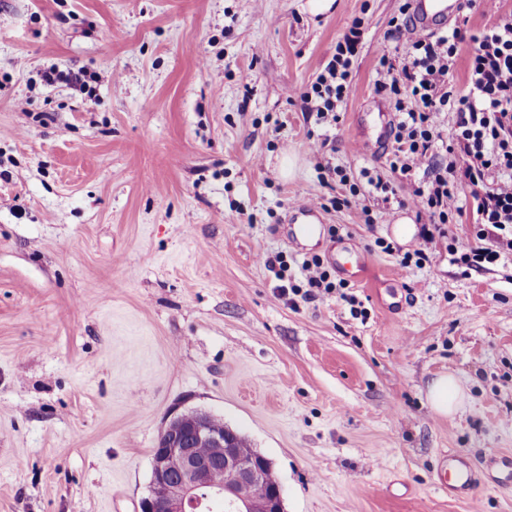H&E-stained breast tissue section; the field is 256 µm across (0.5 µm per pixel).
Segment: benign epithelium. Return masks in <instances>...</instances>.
Wrapping results in <instances>:
<instances>
[{
  "mask_svg": "<svg viewBox=\"0 0 512 512\" xmlns=\"http://www.w3.org/2000/svg\"><path fill=\"white\" fill-rule=\"evenodd\" d=\"M262 462L242 459L232 440L213 431L208 413L188 411L169 419L156 441L151 478L140 512H283V491L265 490ZM234 479L224 482V473Z\"/></svg>",
  "mask_w": 512,
  "mask_h": 512,
  "instance_id": "obj_1",
  "label": "benign epithelium"
}]
</instances>
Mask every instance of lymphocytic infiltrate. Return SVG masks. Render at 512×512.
<instances>
[{
    "mask_svg": "<svg viewBox=\"0 0 512 512\" xmlns=\"http://www.w3.org/2000/svg\"><path fill=\"white\" fill-rule=\"evenodd\" d=\"M359 25L336 45V52L301 93L302 108L316 123L337 119V108L352 92V64ZM412 51L402 68L383 64L377 72L380 90L396 98L389 168L402 176L424 171L426 181L411 185L408 201L439 223L471 208L475 247L459 251L456 261L479 271L499 260L500 245L512 248V13L476 36L456 27L452 32L418 34L411 19L389 32ZM473 40L478 50L469 60L467 82L454 92L448 82L461 43ZM453 117L443 135L444 117ZM470 189L462 199L461 186Z\"/></svg>",
    "mask_w": 512,
    "mask_h": 512,
    "instance_id": "obj_1",
    "label": "lymphocytic infiltrate"
}]
</instances>
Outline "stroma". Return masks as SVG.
I'll return each mask as SVG.
<instances>
[{"label":"stroma","instance_id":"35a3bbf8","mask_svg":"<svg viewBox=\"0 0 512 512\" xmlns=\"http://www.w3.org/2000/svg\"><path fill=\"white\" fill-rule=\"evenodd\" d=\"M405 2L319 18L300 0H0V512H139L158 434L187 410L270 459L287 512H512V483L484 475L512 456V256L464 271L448 245H475L472 212L424 240L407 183L367 185L391 179L390 144L357 147L395 120L375 79L409 60L388 36ZM358 18L353 92L316 126L299 95ZM299 202L315 243L286 221ZM353 241L365 316L277 298L264 258L297 284L303 258L335 269ZM442 374L466 394L450 416L427 401ZM451 453L472 498L435 484Z\"/></svg>","mask_w":512,"mask_h":512}]
</instances>
